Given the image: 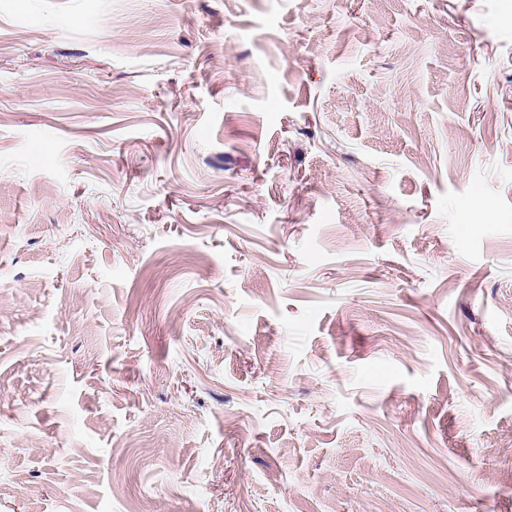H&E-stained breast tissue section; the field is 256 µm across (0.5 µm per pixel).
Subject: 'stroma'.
<instances>
[{
    "label": "stroma",
    "instance_id": "1",
    "mask_svg": "<svg viewBox=\"0 0 512 512\" xmlns=\"http://www.w3.org/2000/svg\"><path fill=\"white\" fill-rule=\"evenodd\" d=\"M512 0H0V512H512Z\"/></svg>",
    "mask_w": 512,
    "mask_h": 512
}]
</instances>
